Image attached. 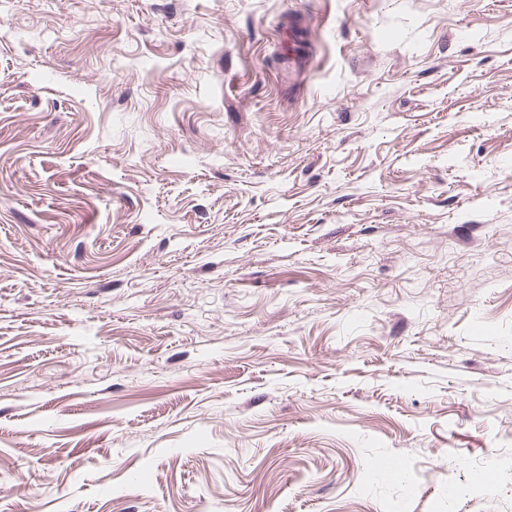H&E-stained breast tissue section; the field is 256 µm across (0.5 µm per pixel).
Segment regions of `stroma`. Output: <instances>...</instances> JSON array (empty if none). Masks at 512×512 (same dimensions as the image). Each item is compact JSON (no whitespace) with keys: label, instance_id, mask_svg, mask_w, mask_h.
I'll use <instances>...</instances> for the list:
<instances>
[{"label":"stroma","instance_id":"obj_1","mask_svg":"<svg viewBox=\"0 0 512 512\" xmlns=\"http://www.w3.org/2000/svg\"><path fill=\"white\" fill-rule=\"evenodd\" d=\"M0 24V512H512V0Z\"/></svg>","mask_w":512,"mask_h":512}]
</instances>
